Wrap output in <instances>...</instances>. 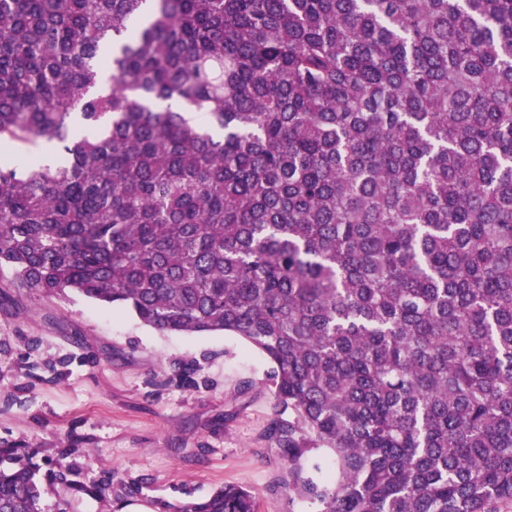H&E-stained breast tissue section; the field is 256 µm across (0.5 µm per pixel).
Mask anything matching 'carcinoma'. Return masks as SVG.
Segmentation results:
<instances>
[{
	"instance_id": "1",
	"label": "carcinoma",
	"mask_w": 512,
	"mask_h": 512,
	"mask_svg": "<svg viewBox=\"0 0 512 512\" xmlns=\"http://www.w3.org/2000/svg\"><path fill=\"white\" fill-rule=\"evenodd\" d=\"M2 265L264 353L316 512H501L512 0H0ZM35 475L0 449V512Z\"/></svg>"
}]
</instances>
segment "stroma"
Masks as SVG:
<instances>
[{
    "label": "stroma",
    "mask_w": 512,
    "mask_h": 512,
    "mask_svg": "<svg viewBox=\"0 0 512 512\" xmlns=\"http://www.w3.org/2000/svg\"><path fill=\"white\" fill-rule=\"evenodd\" d=\"M271 369L232 334L164 335L0 268V448L41 480L67 466L42 512H177L226 484L257 512H312L269 432Z\"/></svg>",
    "instance_id": "1"
}]
</instances>
